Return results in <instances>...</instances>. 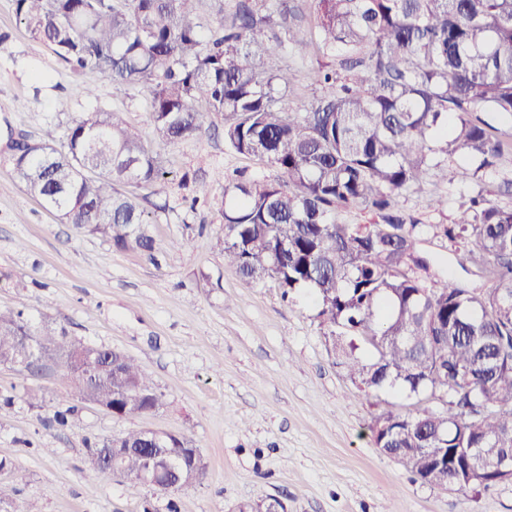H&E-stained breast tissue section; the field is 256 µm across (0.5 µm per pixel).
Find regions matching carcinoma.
<instances>
[{
	"instance_id": "1",
	"label": "carcinoma",
	"mask_w": 512,
	"mask_h": 512,
	"mask_svg": "<svg viewBox=\"0 0 512 512\" xmlns=\"http://www.w3.org/2000/svg\"><path fill=\"white\" fill-rule=\"evenodd\" d=\"M202 2L15 0V10L70 69L148 87L159 138L199 136L201 102L232 150L280 172L275 182L241 174L219 198L197 176L190 209L216 208L224 264L244 280L274 279L285 298L316 293L334 364L359 391L446 401L444 411L387 403V428L372 430L383 455L457 491L508 482L494 461L512 454V207L480 194L435 227L462 244L461 268L483 270L490 287L480 292L450 274L427 284L422 230L393 208L402 189L447 177L451 156L484 169L512 152L481 117L512 123V0H310L307 24L294 20L296 0H232L206 37ZM288 44L334 56L313 72L320 95L302 109L286 101L293 75L268 65ZM29 142L20 132L10 149L30 195L116 251L154 250L142 202L167 196V172L122 113H80L62 150L43 140L37 153ZM338 207L379 221L338 223ZM30 332L54 348L76 341L0 309V363L24 352ZM110 358L99 355L93 375L64 369L72 398L122 397L127 417L163 403L129 357L107 373ZM185 444L155 448L133 431L88 443L87 455L115 446L135 472Z\"/></svg>"
}]
</instances>
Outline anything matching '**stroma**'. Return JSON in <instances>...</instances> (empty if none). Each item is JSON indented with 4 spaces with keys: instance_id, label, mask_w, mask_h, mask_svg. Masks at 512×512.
<instances>
[{
    "instance_id": "obj_1",
    "label": "stroma",
    "mask_w": 512,
    "mask_h": 512,
    "mask_svg": "<svg viewBox=\"0 0 512 512\" xmlns=\"http://www.w3.org/2000/svg\"><path fill=\"white\" fill-rule=\"evenodd\" d=\"M300 83L294 107L311 100L310 73L318 58L286 47L278 60ZM98 107L123 112L155 151L167 173V207L150 210L153 252L116 251L77 233L45 211L12 172L5 148L22 131L41 139L53 130L66 140L69 122ZM274 181L278 172L234 152L222 122L206 114L202 134L157 138L149 93L113 83L97 71H71L19 23L14 0H0V308L22 310L34 325L65 328L85 343L131 357L164 394L145 416L115 418L78 403L68 427L49 425L69 388L61 374L32 377L0 365V457L24 470L14 512L33 503L40 512H236L244 502L278 497L288 512H512V483L466 493L412 479L375 447L370 427L375 397L334 365L317 318L318 301L301 291L282 298L277 282L253 285L224 264V225L216 210L191 213L179 182L206 175L215 194L239 171ZM512 179V155L476 170L448 160L447 178H430L402 191L399 209L423 224L421 250L429 274L447 272L487 288L477 269L463 270L448 242L432 227L452 223L470 197L482 194L503 207L512 197L498 186ZM443 198L442 208L433 199ZM206 223L189 235L188 225ZM41 389L45 403L24 402ZM12 404H4V397ZM155 428L189 439L206 464L200 483L169 496L130 489L117 477L87 475L86 444Z\"/></svg>"
}]
</instances>
